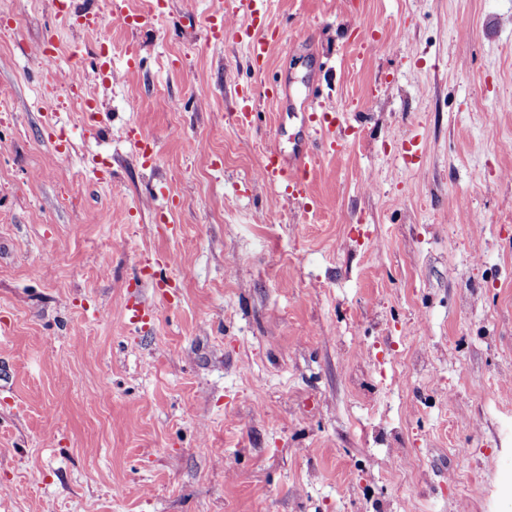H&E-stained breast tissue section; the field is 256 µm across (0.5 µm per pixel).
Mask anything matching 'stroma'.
Here are the masks:
<instances>
[{
    "label": "stroma",
    "mask_w": 512,
    "mask_h": 512,
    "mask_svg": "<svg viewBox=\"0 0 512 512\" xmlns=\"http://www.w3.org/2000/svg\"><path fill=\"white\" fill-rule=\"evenodd\" d=\"M139 2L0 0V512H512V0H268L259 71ZM103 46L92 123L37 97ZM306 158V155L300 153L292 162H286L278 145L274 142L263 152L260 177L270 184L283 187L288 195L306 193L309 172Z\"/></svg>",
    "instance_id": "35a3bbf8"
}]
</instances>
